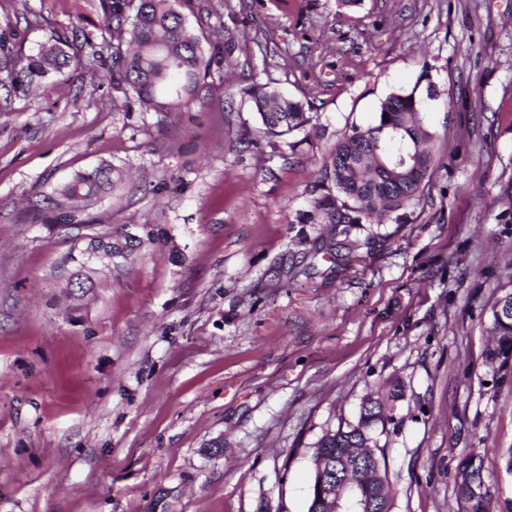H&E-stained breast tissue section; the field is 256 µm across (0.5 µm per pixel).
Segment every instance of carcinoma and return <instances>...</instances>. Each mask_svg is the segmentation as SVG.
Segmentation results:
<instances>
[{"label": "carcinoma", "instance_id": "cac0c4a2", "mask_svg": "<svg viewBox=\"0 0 512 512\" xmlns=\"http://www.w3.org/2000/svg\"><path fill=\"white\" fill-rule=\"evenodd\" d=\"M181 0H104L107 18V46L112 48L113 82L132 92L140 105L155 112H186L205 89L218 55L206 54L201 40L178 10ZM79 39V29L71 35L53 32L38 52L25 61L6 59L3 81L13 87L43 83L62 73L76 56L71 45ZM127 48H122V45ZM259 115L262 134L282 136L302 129L310 122L302 104L267 85L244 90ZM389 120H384V117ZM437 134L425 123L421 96L417 89L389 94L380 104L376 123L353 128L338 139L320 172L325 192L314 198L311 210L300 214L298 223H316L320 218L336 225L342 245L349 243L361 224L400 223L406 208L421 200L424 188L435 172ZM114 170L103 164L90 172L78 173L56 190L46 224H70L75 216L65 210L72 201L89 206L114 185ZM167 242L164 230L155 224L142 225L141 235L121 231L91 235L80 257L71 256L74 268L69 283L78 289L93 283L85 265L87 252H97L112 261L114 268L135 255L142 240ZM494 337L487 361L495 366L497 386L512 387V288L491 307ZM384 397L367 394L359 406L357 421L325 432L314 443V453L323 471L314 472L308 512H324V500L336 502L338 512H355L353 502L337 499L343 485H355L374 503V512H390L392 507L386 461L376 432L393 421L396 402L403 397V384L387 381ZM484 482L479 449L472 448L461 458L455 475L458 497L465 512H496L489 489L475 495L470 485Z\"/></svg>", "mask_w": 512, "mask_h": 512}]
</instances>
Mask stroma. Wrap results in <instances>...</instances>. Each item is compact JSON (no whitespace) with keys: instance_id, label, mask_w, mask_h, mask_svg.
I'll return each mask as SVG.
<instances>
[{"instance_id":"stroma-1","label":"stroma","mask_w":512,"mask_h":512,"mask_svg":"<svg viewBox=\"0 0 512 512\" xmlns=\"http://www.w3.org/2000/svg\"><path fill=\"white\" fill-rule=\"evenodd\" d=\"M222 61L187 112L112 85L102 0H0L17 56L79 29L53 82L0 86V512H307L310 450L400 379L380 438L392 512H465L462 453L512 502V390L486 353L512 287V0H186ZM311 121L258 136L242 89ZM434 90L436 171L404 223L365 224L342 265L301 224L318 172L390 93ZM109 163L123 182L73 224L37 206ZM156 224L96 286L65 283L86 238ZM314 263L311 277L297 267Z\"/></svg>"}]
</instances>
